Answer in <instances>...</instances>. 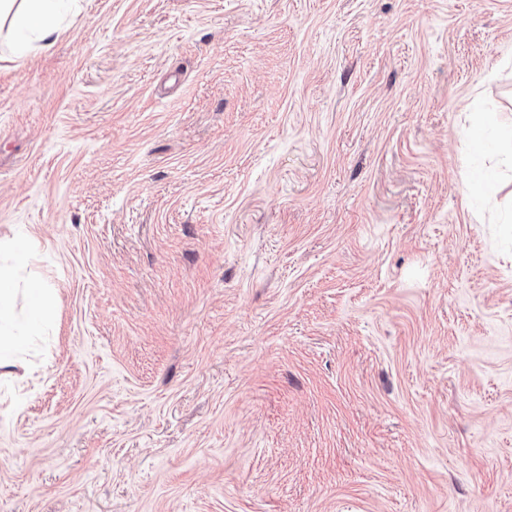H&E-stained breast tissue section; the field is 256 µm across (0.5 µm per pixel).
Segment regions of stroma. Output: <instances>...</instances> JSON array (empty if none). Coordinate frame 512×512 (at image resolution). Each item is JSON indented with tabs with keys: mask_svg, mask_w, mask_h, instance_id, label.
Returning <instances> with one entry per match:
<instances>
[{
	"mask_svg": "<svg viewBox=\"0 0 512 512\" xmlns=\"http://www.w3.org/2000/svg\"><path fill=\"white\" fill-rule=\"evenodd\" d=\"M479 128L484 147L471 145ZM512 0H78L0 43V512H512ZM14 268L0 266V366L11 361V348L16 345L2 336H30L42 323L46 322L52 311L54 292L37 284L26 289L28 310L23 318L14 313L16 283Z\"/></svg>",
	"mask_w": 512,
	"mask_h": 512,
	"instance_id": "35a3bbf8",
	"label": "stroma"
}]
</instances>
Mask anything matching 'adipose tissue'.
I'll return each mask as SVG.
<instances>
[{"label": "adipose tissue", "mask_w": 512, "mask_h": 512, "mask_svg": "<svg viewBox=\"0 0 512 512\" xmlns=\"http://www.w3.org/2000/svg\"><path fill=\"white\" fill-rule=\"evenodd\" d=\"M63 0H0V22H8L11 48L16 56L28 55L34 48L48 49L57 31L54 22ZM14 267L0 266V365L9 362L11 337L31 335L46 322L52 311L54 292L36 284L27 289L28 310L25 316L14 312L15 266L25 265L28 253L14 245Z\"/></svg>", "instance_id": "ef3b65f1"}]
</instances>
